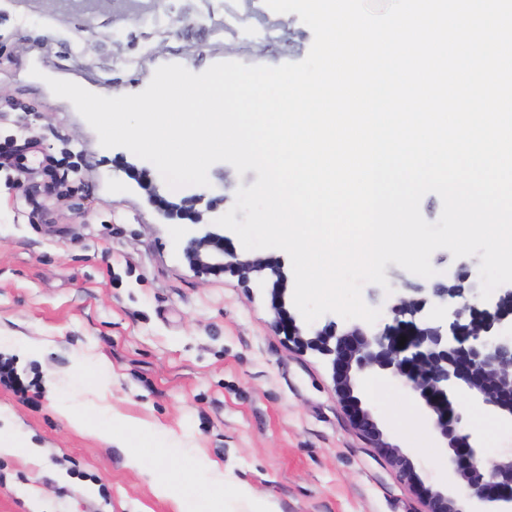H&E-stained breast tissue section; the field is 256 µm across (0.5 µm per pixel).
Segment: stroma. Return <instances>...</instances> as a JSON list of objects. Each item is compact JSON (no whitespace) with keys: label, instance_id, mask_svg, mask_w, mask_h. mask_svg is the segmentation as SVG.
Returning a JSON list of instances; mask_svg holds the SVG:
<instances>
[{"label":"stroma","instance_id":"stroma-1","mask_svg":"<svg viewBox=\"0 0 512 512\" xmlns=\"http://www.w3.org/2000/svg\"><path fill=\"white\" fill-rule=\"evenodd\" d=\"M312 42L298 14L265 0H0V151L10 156L0 168V336L18 340L0 364L25 387L0 382V424L40 449L0 456V512H177L147 468L184 476L205 512L218 500L249 512L241 486L276 512H423L353 428L326 359L275 326L270 290L190 263L185 221L161 203L200 190L170 189L151 162L102 147L46 83L134 94L165 64L278 66L302 61ZM208 177L202 224L257 174L218 162ZM431 264L430 278L387 264L388 288L362 293L384 310L389 291L451 283L460 262L439 249ZM360 398L423 485L444 489L448 450L423 404L385 377ZM456 406L488 454L512 449V423L465 393ZM115 421L141 469L89 430Z\"/></svg>","mask_w":512,"mask_h":512}]
</instances>
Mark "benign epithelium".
I'll return each mask as SVG.
<instances>
[{
	"label": "benign epithelium",
	"mask_w": 512,
	"mask_h": 512,
	"mask_svg": "<svg viewBox=\"0 0 512 512\" xmlns=\"http://www.w3.org/2000/svg\"><path fill=\"white\" fill-rule=\"evenodd\" d=\"M201 199L194 194L169 203L168 214L192 218ZM184 252L202 273L229 269L247 282L254 275L272 283L275 325L329 359L336 390L356 428L416 484L412 463L383 440L354 390L383 375L424 403L428 424L446 443L448 476L454 480L446 491L423 489L426 512H512V451L485 458L472 435L461 432L462 415L455 407L456 397L468 393L492 415L512 420V283L484 300L468 270L452 284L416 289L418 297H397L389 307L391 320L379 328L358 321L341 327L331 319L316 327L282 310L283 265L242 258L225 248L224 228L215 224L203 236L187 229Z\"/></svg>",
	"instance_id": "7a95c632"
}]
</instances>
